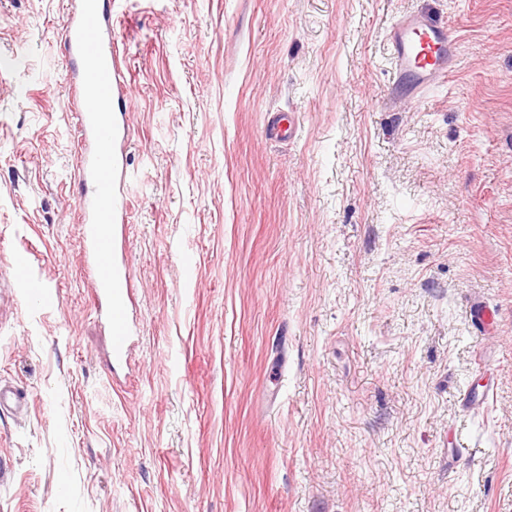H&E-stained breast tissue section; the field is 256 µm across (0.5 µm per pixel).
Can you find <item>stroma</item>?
Segmentation results:
<instances>
[{
    "instance_id": "obj_1",
    "label": "stroma",
    "mask_w": 512,
    "mask_h": 512,
    "mask_svg": "<svg viewBox=\"0 0 512 512\" xmlns=\"http://www.w3.org/2000/svg\"><path fill=\"white\" fill-rule=\"evenodd\" d=\"M409 12L448 22L452 70L396 103ZM69 16L0 0V382L28 398L0 409V512H512V0H115L119 368ZM25 297L28 301L46 308L55 303L56 294L47 288L42 282L23 277Z\"/></svg>"
}]
</instances>
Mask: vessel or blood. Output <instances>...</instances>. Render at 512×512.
<instances>
[{"mask_svg": "<svg viewBox=\"0 0 512 512\" xmlns=\"http://www.w3.org/2000/svg\"><path fill=\"white\" fill-rule=\"evenodd\" d=\"M109 5L110 0H77L64 50L73 64L69 83L85 145L79 174L90 186L79 201L84 254L97 272L96 298L107 325L112 358L119 362L127 356L132 337V279L116 249L125 175L118 170L114 151L120 129L112 104L125 100L127 80L112 48ZM387 41L395 88L417 96L447 83L455 45L447 24L409 15L389 29ZM24 288L28 301L43 308L54 305L55 293L42 282L28 278Z\"/></svg>", "mask_w": 512, "mask_h": 512, "instance_id": "1", "label": "vessel or blood"}]
</instances>
